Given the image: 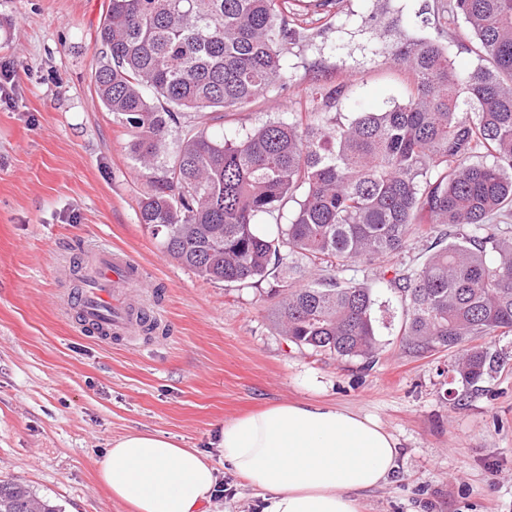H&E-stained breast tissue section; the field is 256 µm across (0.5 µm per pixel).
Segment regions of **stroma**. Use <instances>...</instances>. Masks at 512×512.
I'll return each mask as SVG.
<instances>
[{"instance_id": "35a3bbf8", "label": "stroma", "mask_w": 512, "mask_h": 512, "mask_svg": "<svg viewBox=\"0 0 512 512\" xmlns=\"http://www.w3.org/2000/svg\"><path fill=\"white\" fill-rule=\"evenodd\" d=\"M452 0H341L337 18L301 10L310 40L287 54V83L234 111L182 112L185 130L252 131L303 109L314 87L342 84L328 117L400 99L405 74L380 36L390 17L418 25V12ZM107 0H0V62L15 82L0 101V479L27 485L61 512H130L97 479V461L129 431L162 432L205 453L223 488L203 512H260L261 499L211 447L215 422L279 403L337 405L391 433L398 468L366 493L363 512H512V335L496 347L504 369L463 401L448 395L451 353L416 357L398 336L403 310L395 271L424 260L409 235L374 264L347 263L345 280L371 285L382 349L372 368L301 349L281 336L272 294L306 273L279 267L248 284L207 281L168 256L139 224L150 190L132 160L128 129L95 100L97 28ZM463 20L423 35L450 44L461 69L478 63ZM129 254L164 295L167 338L147 347L93 341L67 311L95 251Z\"/></svg>"}]
</instances>
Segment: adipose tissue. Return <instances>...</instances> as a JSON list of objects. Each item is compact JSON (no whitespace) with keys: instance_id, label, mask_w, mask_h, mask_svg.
<instances>
[{"instance_id":"ef3b65f1","label":"adipose tissue","mask_w":512,"mask_h":512,"mask_svg":"<svg viewBox=\"0 0 512 512\" xmlns=\"http://www.w3.org/2000/svg\"><path fill=\"white\" fill-rule=\"evenodd\" d=\"M214 429L225 463L261 490V512H361L363 494L397 468L394 437L342 407L277 404ZM98 476L133 512H200L218 486L206 455L138 431L112 442Z\"/></svg>"}]
</instances>
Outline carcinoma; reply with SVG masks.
Here are the masks:
<instances>
[{"mask_svg": "<svg viewBox=\"0 0 512 512\" xmlns=\"http://www.w3.org/2000/svg\"><path fill=\"white\" fill-rule=\"evenodd\" d=\"M298 0H108L97 32L96 103L131 132L129 153L151 192L139 223L161 249L207 281L250 283L288 261L314 271L371 263L429 224L422 267L391 279L406 318L402 350L449 351L463 388L500 372L490 340L512 333V0H454L479 63L457 68L437 39L399 33L390 62L407 75L402 100L326 117L342 86L288 121L243 135L189 130L174 156L181 111L237 110L286 75ZM297 204L286 227L262 219ZM274 324L297 347L367 365L380 351L374 289L319 279L276 292ZM0 512H56L0 480Z\"/></svg>", "mask_w": 512, "mask_h": 512, "instance_id": "1", "label": "carcinoma"}]
</instances>
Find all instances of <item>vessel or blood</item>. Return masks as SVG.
<instances>
[{"label":"vessel or blood","instance_id":"1","mask_svg":"<svg viewBox=\"0 0 512 512\" xmlns=\"http://www.w3.org/2000/svg\"><path fill=\"white\" fill-rule=\"evenodd\" d=\"M139 266L125 253L102 250L92 283L81 288L67 302L83 328L106 343H133L143 320L159 322L160 308L146 309L131 299L129 285L141 280Z\"/></svg>","mask_w":512,"mask_h":512}]
</instances>
